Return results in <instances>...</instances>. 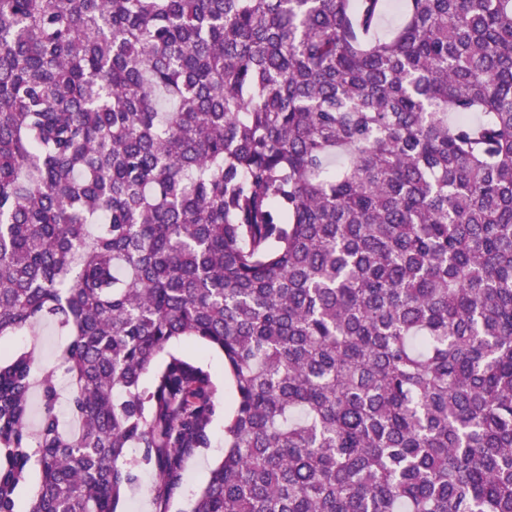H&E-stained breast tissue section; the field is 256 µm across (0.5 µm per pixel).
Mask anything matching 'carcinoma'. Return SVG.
I'll use <instances>...</instances> for the list:
<instances>
[{
	"instance_id": "obj_1",
	"label": "carcinoma",
	"mask_w": 512,
	"mask_h": 512,
	"mask_svg": "<svg viewBox=\"0 0 512 512\" xmlns=\"http://www.w3.org/2000/svg\"><path fill=\"white\" fill-rule=\"evenodd\" d=\"M387 6L0 0V338L69 336L0 355V512L166 504L184 339L190 512H512V0ZM66 344L67 336H61L51 325L40 327L35 334L23 332L17 336H7L3 341V346L7 349L34 350L36 357L42 362L54 360ZM171 351L207 370L215 388L210 448H200L185 459L181 481L166 504V512H185L208 482L213 465L224 453V415L227 416L235 407V391L224 372V358L220 352L189 339L174 345ZM136 481L126 496L121 499L118 505V512H129V505L132 501L137 502L138 512H159L160 505L157 504L151 493L154 481V474L149 466L141 464L136 467Z\"/></svg>"
}]
</instances>
